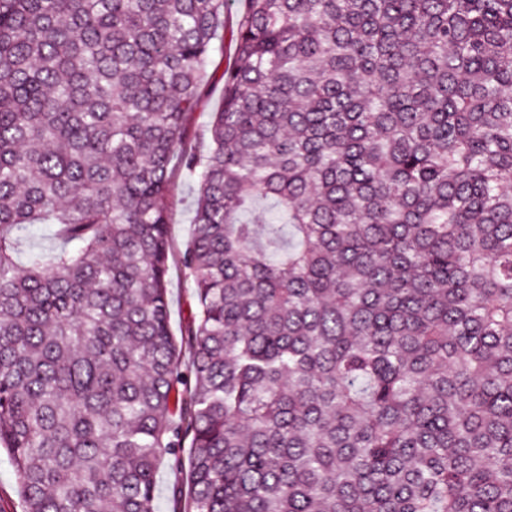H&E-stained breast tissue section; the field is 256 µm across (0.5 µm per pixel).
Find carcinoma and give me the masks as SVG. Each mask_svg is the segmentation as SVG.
I'll return each mask as SVG.
<instances>
[{"label": "carcinoma", "instance_id": "1", "mask_svg": "<svg viewBox=\"0 0 512 512\" xmlns=\"http://www.w3.org/2000/svg\"><path fill=\"white\" fill-rule=\"evenodd\" d=\"M225 3L0 0L25 512H158L186 447L174 512H512V0H247L192 154ZM40 224L59 247L21 266ZM245 0H234L230 1V10L226 17L228 18V26L224 29V58L219 52H215L213 55V64L209 68V72L216 74V80L210 87L209 96L203 107L196 112L189 135L188 146L192 151L203 154L206 153L210 139L208 134V121L209 113L214 112L221 104L223 98V83L218 81L223 68H230L236 64V58L234 56V46L231 42L230 31L231 24L234 25V20L244 7L246 6ZM193 181L186 171L174 178L169 238L177 257L185 250L191 233V188ZM51 234L50 228H45L44 226H36L29 230V233L22 234V240L20 244V251L16 255L17 262L24 266L28 261L29 255V245H35L43 248L50 247V241L48 240ZM169 300L173 331L176 338L180 340L181 330L191 314L196 312L197 304L191 284L184 279L177 260L171 263ZM159 512H171L173 504L170 497L171 489L177 483L186 482V466L182 471H172L166 467H162L159 471Z\"/></svg>", "mask_w": 512, "mask_h": 512}]
</instances>
